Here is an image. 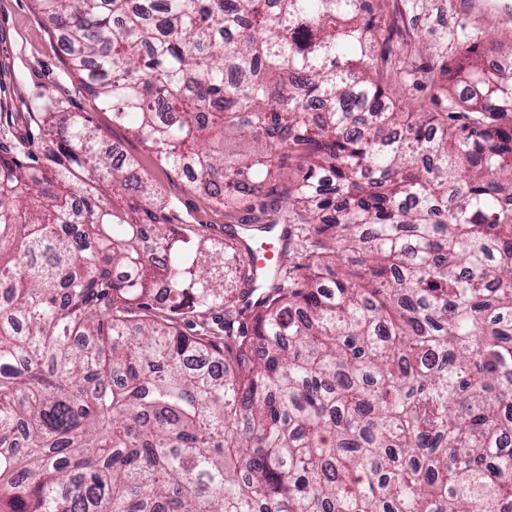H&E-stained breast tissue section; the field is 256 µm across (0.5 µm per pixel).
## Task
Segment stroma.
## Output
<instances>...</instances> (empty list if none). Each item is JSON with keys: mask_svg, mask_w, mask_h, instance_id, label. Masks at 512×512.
Instances as JSON below:
<instances>
[{"mask_svg": "<svg viewBox=\"0 0 512 512\" xmlns=\"http://www.w3.org/2000/svg\"><path fill=\"white\" fill-rule=\"evenodd\" d=\"M414 22L416 30L429 38L445 32L452 36L462 30L471 32L484 48L496 37L512 34V17L487 13L474 19L466 12L464 0H423L414 13ZM56 41V33L35 0H0V154L25 151L23 137L30 117L40 111L44 96L50 95L64 111L84 113L91 125L101 130L106 143L123 149L140 163L158 193L173 202L174 223L199 225L204 235L221 240L229 226L249 222V212L225 217L185 178L161 168L127 125L114 123L110 112L80 90Z\"/></svg>", "mask_w": 512, "mask_h": 512, "instance_id": "35a3bbf8", "label": "stroma"}]
</instances>
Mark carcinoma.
I'll return each instance as SVG.
<instances>
[{"mask_svg":"<svg viewBox=\"0 0 512 512\" xmlns=\"http://www.w3.org/2000/svg\"><path fill=\"white\" fill-rule=\"evenodd\" d=\"M36 2L160 166L285 231L264 273L172 223L46 96L0 154V512H512V69L448 84L387 0ZM224 318V308H218L201 318L190 317L181 320L180 328L190 336L221 337L224 341Z\"/></svg>","mask_w":512,"mask_h":512,"instance_id":"obj_1","label":"carcinoma"}]
</instances>
